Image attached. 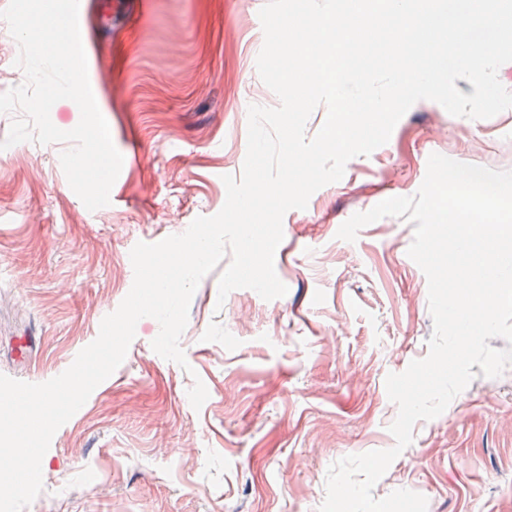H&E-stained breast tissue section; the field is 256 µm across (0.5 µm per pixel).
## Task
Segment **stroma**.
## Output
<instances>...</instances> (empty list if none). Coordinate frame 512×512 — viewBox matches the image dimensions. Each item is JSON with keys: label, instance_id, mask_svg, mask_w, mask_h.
<instances>
[{"label": "stroma", "instance_id": "obj_1", "mask_svg": "<svg viewBox=\"0 0 512 512\" xmlns=\"http://www.w3.org/2000/svg\"><path fill=\"white\" fill-rule=\"evenodd\" d=\"M89 2V82L123 156L111 204L92 212L72 191L63 144L0 150V374L30 383L97 337L131 289L137 243L221 210L249 106L279 104L256 68L266 0ZM433 153L512 171V109L471 119L416 102L386 144L285 214L274 259L285 296L237 289L221 303L219 271L201 280L186 366L153 350L160 325L140 319L123 363L55 433L25 512H317L333 462L392 448L386 377L425 358L433 333L427 279L407 254L414 226L386 216L352 242L337 231L414 195ZM197 377L209 393L198 411ZM398 489L428 512H512V366L416 424L373 495Z\"/></svg>", "mask_w": 512, "mask_h": 512}]
</instances>
